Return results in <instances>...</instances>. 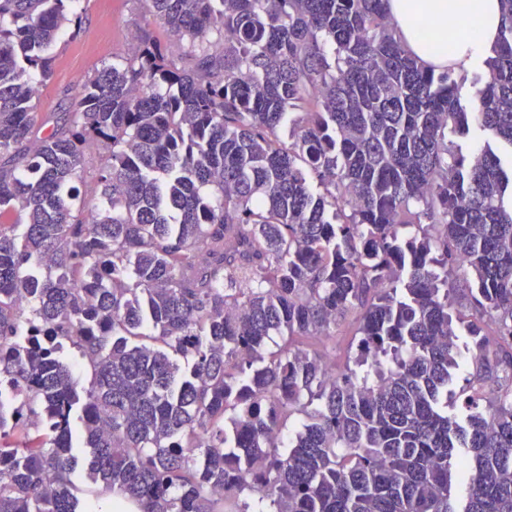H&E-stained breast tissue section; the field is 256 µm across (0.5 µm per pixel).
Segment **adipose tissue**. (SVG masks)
<instances>
[{"label": "adipose tissue", "instance_id": "ef3b65f1", "mask_svg": "<svg viewBox=\"0 0 512 512\" xmlns=\"http://www.w3.org/2000/svg\"><path fill=\"white\" fill-rule=\"evenodd\" d=\"M461 0H389L404 48L435 69L468 71L489 49L502 23L500 0H473L477 35H469Z\"/></svg>", "mask_w": 512, "mask_h": 512}]
</instances>
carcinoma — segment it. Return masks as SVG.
Returning a JSON list of instances; mask_svg holds the SVG:
<instances>
[{
    "label": "carcinoma",
    "instance_id": "1",
    "mask_svg": "<svg viewBox=\"0 0 512 512\" xmlns=\"http://www.w3.org/2000/svg\"><path fill=\"white\" fill-rule=\"evenodd\" d=\"M145 2L38 138L76 0H0V512H79L77 420L141 512H512V0L471 79L387 0Z\"/></svg>",
    "mask_w": 512,
    "mask_h": 512
}]
</instances>
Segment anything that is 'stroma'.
I'll use <instances>...</instances> for the list:
<instances>
[{
    "label": "stroma",
    "mask_w": 512,
    "mask_h": 512,
    "mask_svg": "<svg viewBox=\"0 0 512 512\" xmlns=\"http://www.w3.org/2000/svg\"><path fill=\"white\" fill-rule=\"evenodd\" d=\"M76 8L79 30L59 39L53 50L52 74L39 86L37 124L45 133L70 111L76 87L85 76L125 55L133 24L149 25L160 40L168 38L143 0H78Z\"/></svg>",
    "instance_id": "obj_1"
}]
</instances>
